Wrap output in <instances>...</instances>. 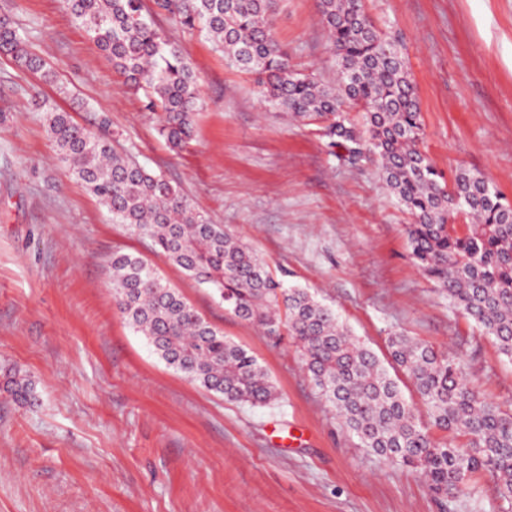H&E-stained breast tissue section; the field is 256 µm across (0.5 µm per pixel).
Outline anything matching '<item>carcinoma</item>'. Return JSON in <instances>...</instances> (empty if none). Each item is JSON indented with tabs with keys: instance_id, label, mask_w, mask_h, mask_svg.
<instances>
[{
	"instance_id": "carcinoma-1",
	"label": "carcinoma",
	"mask_w": 512,
	"mask_h": 512,
	"mask_svg": "<svg viewBox=\"0 0 512 512\" xmlns=\"http://www.w3.org/2000/svg\"><path fill=\"white\" fill-rule=\"evenodd\" d=\"M72 18L111 62L143 108L158 115L173 148L193 135L200 106L197 76L180 44L153 16L207 38L226 63L257 77L263 101L292 118L320 125L330 151L352 166L376 155L385 184L411 216V256L450 308L493 338L512 361V203L479 171L447 180L423 144L420 103L403 44L380 30L365 0H317L336 58L333 84L295 68L274 36L277 0H66ZM0 55L46 82L53 66L28 38L0 18ZM32 98L43 113L58 159L131 234L184 274L207 286L224 310L287 336L321 397L361 446L420 473L441 500L481 492L491 478L497 498L512 505V413L471 381L456 356L409 336L387 338L390 366L351 336L337 312L305 288L288 286L222 224L211 223L162 174L116 150L52 102ZM363 114V124L347 112ZM112 292L126 324L154 353L189 380L224 399L266 405L276 388L245 348L224 337L141 257L112 253ZM412 382L431 425L464 444L439 443L406 401L398 379ZM5 387L22 405L36 404L33 381L13 375Z\"/></svg>"
}]
</instances>
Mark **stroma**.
I'll use <instances>...</instances> for the list:
<instances>
[{
  "label": "stroma",
  "mask_w": 512,
  "mask_h": 512,
  "mask_svg": "<svg viewBox=\"0 0 512 512\" xmlns=\"http://www.w3.org/2000/svg\"><path fill=\"white\" fill-rule=\"evenodd\" d=\"M398 35L417 85L425 149L444 173H484L512 200V0H366ZM58 71V84L0 57V512H498L495 484L441 507L414 471L362 448L320 396L295 348L225 311L209 288L156 254L60 163L29 91L162 173L286 283L331 305L386 355L394 333L461 356L512 412V360L455 313L414 265L407 215L377 161L330 153L318 125L265 104L254 76L203 36L156 23L199 79L191 142L171 150L154 114L72 19L64 0H0ZM275 37L299 68L334 80L316 0H279ZM141 256L226 339L253 353L277 390L228 402L168 367L117 311L113 252ZM19 373L38 404L6 391Z\"/></svg>",
  "instance_id": "1"
}]
</instances>
